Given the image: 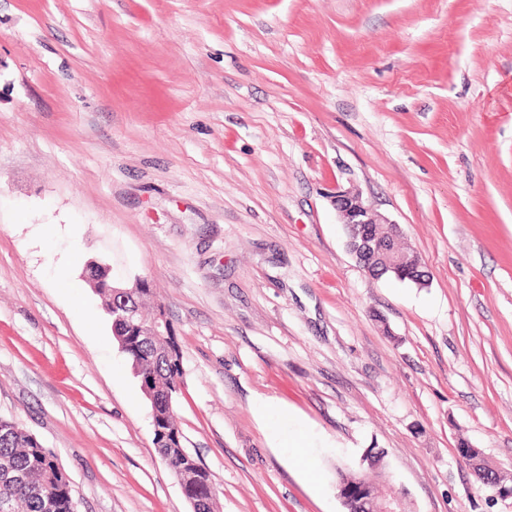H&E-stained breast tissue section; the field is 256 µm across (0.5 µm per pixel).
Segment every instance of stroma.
<instances>
[{"instance_id":"stroma-1","label":"stroma","mask_w":512,"mask_h":512,"mask_svg":"<svg viewBox=\"0 0 512 512\" xmlns=\"http://www.w3.org/2000/svg\"><path fill=\"white\" fill-rule=\"evenodd\" d=\"M339 187L426 287L362 271ZM92 259L166 308L218 512H345L372 451L414 512H512L458 455L512 474V0H0V417L79 512H190ZM260 410L262 416L276 429L281 448L286 453L305 457L303 454L305 435L303 433H288V429H286L289 422L288 414L279 407L268 404L263 405Z\"/></svg>"}]
</instances>
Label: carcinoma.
<instances>
[{"label":"carcinoma","instance_id":"1","mask_svg":"<svg viewBox=\"0 0 512 512\" xmlns=\"http://www.w3.org/2000/svg\"><path fill=\"white\" fill-rule=\"evenodd\" d=\"M372 246L371 257L379 259L387 249L385 226L368 225ZM116 342L131 361L142 392L155 397L161 431L155 433L158 451L167 457L173 476L181 474L186 457L178 448L176 436L181 434L174 419L175 410L168 408L166 393L177 398L182 383L181 355L172 326L165 335L146 345H139L126 335L125 327L116 325ZM338 483H366L378 495L374 479L361 469H337ZM209 473L200 475L193 492L203 500L200 512H214V505L204 502ZM10 505L8 512H72V490L66 472L56 465V455L18 423L0 418V504Z\"/></svg>","mask_w":512,"mask_h":512}]
</instances>
